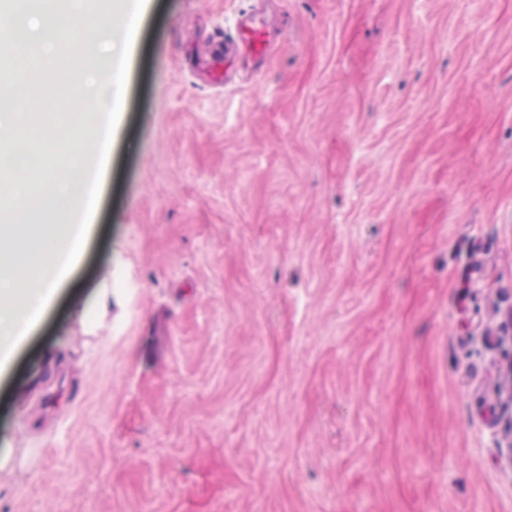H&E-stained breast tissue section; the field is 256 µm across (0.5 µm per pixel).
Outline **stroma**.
I'll list each match as a JSON object with an SVG mask.
<instances>
[{"label":"stroma","mask_w":512,"mask_h":512,"mask_svg":"<svg viewBox=\"0 0 512 512\" xmlns=\"http://www.w3.org/2000/svg\"><path fill=\"white\" fill-rule=\"evenodd\" d=\"M243 16L274 48L212 83ZM510 308L512 0H151L0 512H512Z\"/></svg>","instance_id":"35a3bbf8"}]
</instances>
